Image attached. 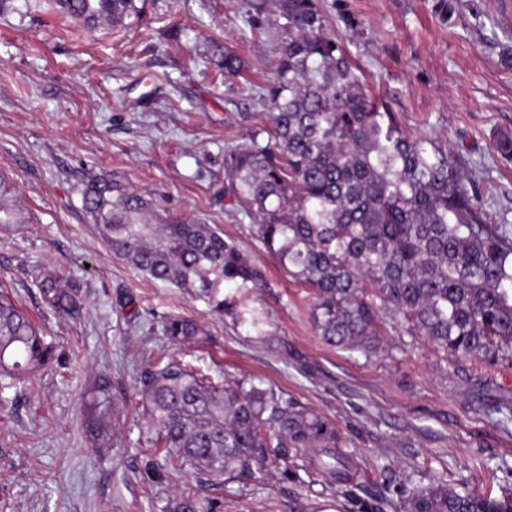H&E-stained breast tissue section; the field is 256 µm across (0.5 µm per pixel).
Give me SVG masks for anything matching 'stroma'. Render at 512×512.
Wrapping results in <instances>:
<instances>
[{"instance_id":"1","label":"stroma","mask_w":512,"mask_h":512,"mask_svg":"<svg viewBox=\"0 0 512 512\" xmlns=\"http://www.w3.org/2000/svg\"><path fill=\"white\" fill-rule=\"evenodd\" d=\"M125 28L86 33L33 0L0 17V176L13 186L14 223L0 224V290L56 345L58 358L4 390L0 512H165L196 491L213 512H352L357 495L387 485L458 491L512 489V368L444 353L384 318L371 356L326 345L310 318L314 296L286 277L224 198V147L266 113L274 43L251 33L247 0H137ZM365 88L411 135L438 142L476 169L489 222L512 214V0H322ZM245 64L223 78L225 50ZM107 173L154 192L179 220L207 218L266 273L261 291L225 288L262 314L264 337L209 314L208 300L152 280L100 240L81 202L85 176ZM76 282L82 315L45 309L36 280ZM171 316L204 320V345H169ZM167 355L214 383L257 378L336 428L340 474L289 449L259 485L207 486L188 472L161 486L141 464L139 373ZM130 400L104 438L82 418L99 373Z\"/></svg>"}]
</instances>
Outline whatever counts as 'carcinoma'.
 <instances>
[{
  "label": "carcinoma",
  "instance_id": "obj_1",
  "mask_svg": "<svg viewBox=\"0 0 512 512\" xmlns=\"http://www.w3.org/2000/svg\"><path fill=\"white\" fill-rule=\"evenodd\" d=\"M64 19L94 30L125 27L136 0H48ZM250 29L272 36L277 57L262 98L270 128L255 126L224 149V197L251 220V236L281 271L313 290L311 319L321 340L369 356L379 348L380 316L398 317L410 336L446 353L512 368V222L489 224L478 203L476 172L436 141L412 136L364 87L320 0H270ZM226 76L243 70L226 50ZM82 209L101 240L152 279L210 298L211 311L262 334L261 315L221 296L226 285L264 286V273L204 218L178 220L146 190L107 175L85 177ZM46 308L64 318L83 311L79 287L39 283ZM174 344H203L197 320L172 317ZM54 358L30 318L0 295V379L23 381ZM138 442L164 453L142 474L163 484L190 469L206 485L261 483L288 446L336 442V428L262 384L222 386L178 362L159 360L139 376ZM85 428L109 429L125 400L98 375ZM393 512H512V492L458 493L434 480L396 488ZM167 512H204L195 494Z\"/></svg>",
  "mask_w": 512,
  "mask_h": 512
}]
</instances>
